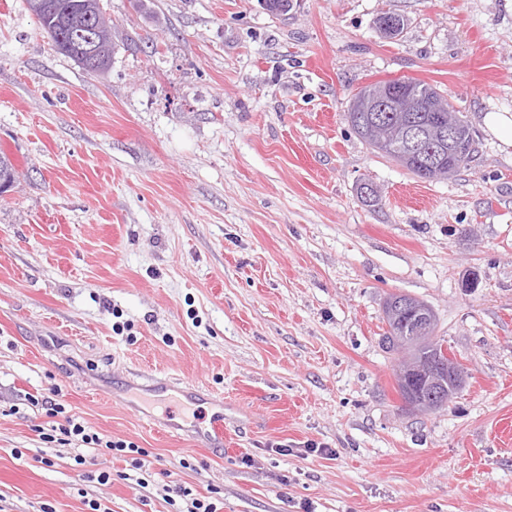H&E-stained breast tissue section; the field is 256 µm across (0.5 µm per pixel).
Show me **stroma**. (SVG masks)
I'll use <instances>...</instances> for the list:
<instances>
[{
    "mask_svg": "<svg viewBox=\"0 0 512 512\" xmlns=\"http://www.w3.org/2000/svg\"><path fill=\"white\" fill-rule=\"evenodd\" d=\"M103 5L115 53L91 75L24 0H0V153L17 171L0 195V512H512V146L483 126L512 113V0ZM384 12L405 19L395 39ZM391 79L434 86L473 128L452 178L414 176L348 124L352 95ZM392 293L434 309L465 369L442 410L401 404ZM134 372L204 397L137 407ZM55 388L143 468L76 467L44 442ZM219 411L210 448L197 434Z\"/></svg>",
    "mask_w": 512,
    "mask_h": 512,
    "instance_id": "1",
    "label": "stroma"
}]
</instances>
